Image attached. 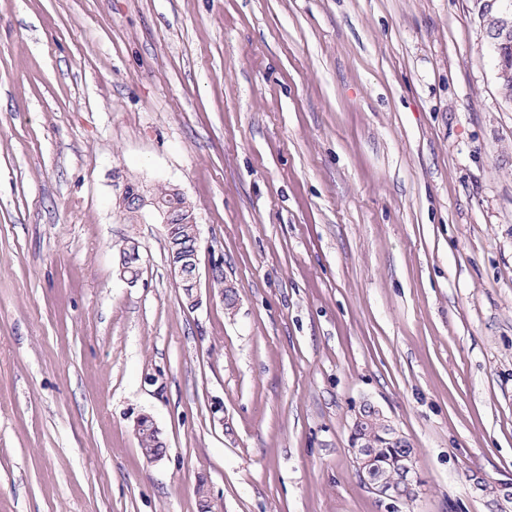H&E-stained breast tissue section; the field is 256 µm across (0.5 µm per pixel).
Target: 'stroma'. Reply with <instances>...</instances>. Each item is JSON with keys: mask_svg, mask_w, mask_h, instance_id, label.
Masks as SVG:
<instances>
[{"mask_svg": "<svg viewBox=\"0 0 512 512\" xmlns=\"http://www.w3.org/2000/svg\"><path fill=\"white\" fill-rule=\"evenodd\" d=\"M510 20L0 0V512H198L202 478L223 512H512ZM130 183L184 194L199 288L222 255L235 314L186 306L159 215L115 205ZM367 402L414 450V499L358 477ZM493 51L497 60L496 78L504 97L512 102V21L509 26L504 24L497 34ZM144 418L150 419L154 424V428H156L160 432L154 419L151 416L146 415V414H141L136 418V421L134 424L135 435H136L137 440L138 441L140 440L139 447L142 451L143 456L154 452L157 448H163L162 451L145 457L148 462H151V463L158 462L163 459V457L165 456V453H166V448H164V441L162 440L161 433H158L155 429H153L152 425L150 423H146L145 427L141 430V437H140V434H139L140 421Z\"/></svg>", "mask_w": 512, "mask_h": 512, "instance_id": "obj_1", "label": "stroma"}]
</instances>
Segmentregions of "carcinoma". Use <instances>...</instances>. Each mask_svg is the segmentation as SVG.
<instances>
[{
  "instance_id": "cac0c4a2",
  "label": "carcinoma",
  "mask_w": 512,
  "mask_h": 512,
  "mask_svg": "<svg viewBox=\"0 0 512 512\" xmlns=\"http://www.w3.org/2000/svg\"><path fill=\"white\" fill-rule=\"evenodd\" d=\"M153 196L166 208L182 214L181 223L173 224L165 229L167 250L172 252L177 246L186 251L192 250L196 246L195 227L187 223L189 209L185 199L167 188L156 189ZM212 281L214 288L224 296V309L229 314L233 313L238 300L236 288L225 283L224 273L221 270L212 273ZM360 414L367 416L368 422L361 428L358 427V424H353L351 444L364 445L368 454L372 456V462L380 478L386 484L402 490L405 498H412L415 495L418 481L404 482L402 458L413 452V449L410 448L408 442L396 439L394 430L388 421L380 418L377 413L370 410V407H363ZM139 447L144 455L164 447L161 434L149 423L141 430Z\"/></svg>"
}]
</instances>
